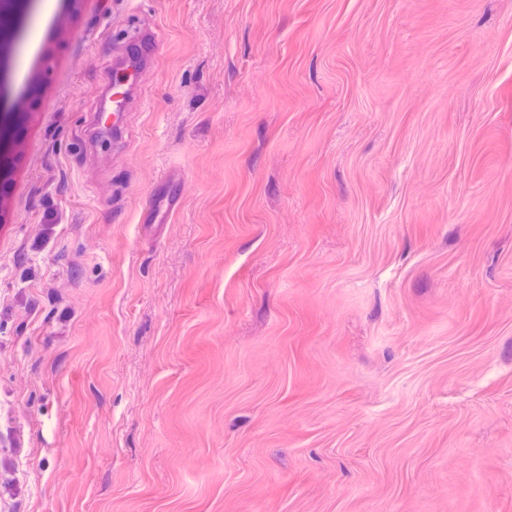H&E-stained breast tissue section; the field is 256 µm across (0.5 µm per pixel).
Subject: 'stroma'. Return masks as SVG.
Instances as JSON below:
<instances>
[{
    "label": "stroma",
    "mask_w": 512,
    "mask_h": 512,
    "mask_svg": "<svg viewBox=\"0 0 512 512\" xmlns=\"http://www.w3.org/2000/svg\"><path fill=\"white\" fill-rule=\"evenodd\" d=\"M12 12L0 512H512V0Z\"/></svg>",
    "instance_id": "stroma-1"
}]
</instances>
